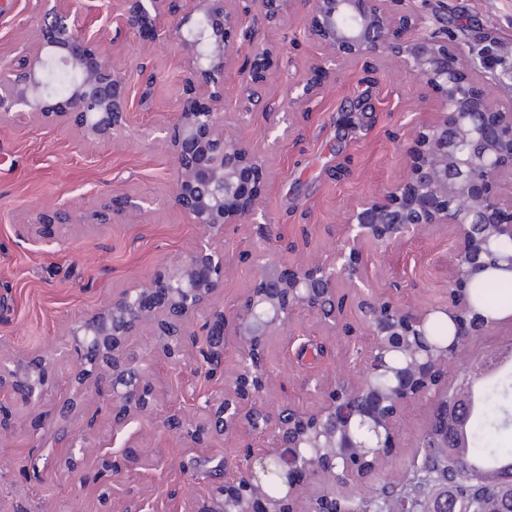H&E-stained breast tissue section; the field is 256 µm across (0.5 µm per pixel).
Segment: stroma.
Here are the masks:
<instances>
[{
    "label": "stroma",
    "instance_id": "35a3bbf8",
    "mask_svg": "<svg viewBox=\"0 0 512 512\" xmlns=\"http://www.w3.org/2000/svg\"><path fill=\"white\" fill-rule=\"evenodd\" d=\"M36 0H0V62L13 60L35 30ZM428 27L443 25L449 38L464 34L471 53L488 65L486 77L503 76L512 61V0H408ZM295 4L287 22L262 28L260 38L283 58L284 72L271 83L286 97L292 79L305 76L320 51L302 25ZM113 66L133 76L147 63L158 84L131 87V117L116 138L91 143L69 127L43 128L16 118L0 122V363L13 366L33 354L50 355L46 405L17 402L0 394L12 416L0 431V512H185L190 499L206 494L194 479L196 461H237L243 449L265 440L237 430L209 447H190L165 428V414L204 402L217 382L197 375L193 362L174 368L154 360L156 411L134 417L122 430L112 427L111 409L101 406L93 386L75 389L73 364L59 358L71 339L69 326L100 311L130 285L174 264L198 244L201 232L171 201L173 161L164 143L142 138L155 124L173 125L181 94L179 48L130 30L105 42ZM229 112H242L240 136L262 151L270 172L262 188L260 224H229L222 244L228 269L219 302L233 313L252 284L255 256L294 265L330 258L344 243L350 206L406 175L412 127L430 123L439 94H420L389 60L347 62L327 77L319 95L287 105L290 134L274 146L272 125L279 116L243 112L236 74L225 82ZM368 99L360 112L353 102ZM128 192L148 198L146 219L114 216L108 224L82 223L83 213L107 196ZM65 205L74 218L63 226L23 224L43 208ZM453 252L452 228L423 233L388 246H365L361 261L373 291L405 308H424L448 296ZM363 336H333L315 314L300 310L286 333L268 343L269 382L265 400L275 406L315 408L306 382H333L348 365ZM429 405L407 409L396 449L372 485L401 478L417 457ZM66 421L83 439L74 456L57 449L52 424Z\"/></svg>",
    "mask_w": 512,
    "mask_h": 512
}]
</instances>
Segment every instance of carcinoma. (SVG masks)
I'll return each instance as SVG.
<instances>
[{"label":"carcinoma","mask_w":512,"mask_h":512,"mask_svg":"<svg viewBox=\"0 0 512 512\" xmlns=\"http://www.w3.org/2000/svg\"><path fill=\"white\" fill-rule=\"evenodd\" d=\"M479 310L491 315L512 307V275L493 273L476 280L471 288ZM512 394V385L504 380L488 393L480 414L470 404L467 423L460 424L455 411H448V447L425 432L420 438V452L405 477L381 487L376 495L358 494L349 501L336 503V512H426L432 490L453 487L471 512H500L496 475L512 472V450L500 451L478 445L482 428L498 425L504 411L502 400Z\"/></svg>","instance_id":"carcinoma-1"}]
</instances>
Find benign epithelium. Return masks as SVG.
Listing matches in <instances>:
<instances>
[{
  "instance_id": "1",
  "label": "benign epithelium",
  "mask_w": 512,
  "mask_h": 512,
  "mask_svg": "<svg viewBox=\"0 0 512 512\" xmlns=\"http://www.w3.org/2000/svg\"><path fill=\"white\" fill-rule=\"evenodd\" d=\"M40 19L30 42L13 63L0 67V121L26 115L41 127L67 126L88 142L112 139L130 123L129 78L105 53L103 29L84 0H39ZM304 28L322 52L313 74L288 89L300 104L319 94L326 65L389 57L441 103L433 121L412 130L415 155L407 175L356 203L345 218L343 247L329 263L290 266L268 261L233 315L224 314L217 294L227 260L215 240L226 224H247L262 213L264 155L243 142L224 121V77L236 72L250 108L276 112L266 80L280 56L258 38V23L277 24L289 0H121L108 24L120 32L149 26L159 42L180 47L183 95L178 122L165 134L174 161L173 201L202 237L186 257L124 289L82 325L69 330L79 371L74 382L98 380L112 370L108 388L95 392L112 407L121 428L133 414L155 412L152 358L132 357L128 342L147 327L158 351L173 365L187 351L199 367L222 377V387L189 413L164 416L163 424L192 447L244 428L266 439L248 448L245 463L229 468L219 460L200 472L210 486L191 500L188 512H307L302 491L329 499L336 487L365 486L362 468L396 447L405 408L426 400L431 408L461 405L448 390V368L480 336L512 313L485 320L475 312L471 280L492 269L512 274V98L485 83L480 67L441 29L423 25L406 0H304ZM51 69L73 76L67 94L46 81ZM145 201L113 195L83 217L108 224L112 215L140 218ZM72 221L63 206L39 211L34 224ZM453 226L448 300L404 309L368 288L357 257L366 242L387 246L411 235ZM353 288L356 309L370 342L354 369L327 386L314 380L313 410L274 407L264 401L268 382L265 343L284 331L296 311L306 309L336 336H347L337 306L339 283ZM448 324V337L435 343L434 321ZM233 339L235 368L224 371V348ZM48 363L41 355L13 370L0 366V392L24 404L48 396Z\"/></svg>"
}]
</instances>
